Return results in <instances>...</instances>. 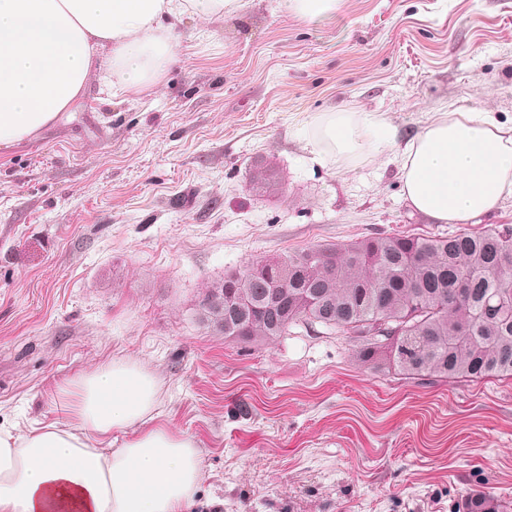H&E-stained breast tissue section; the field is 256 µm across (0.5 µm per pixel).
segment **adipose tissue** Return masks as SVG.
<instances>
[{
  "instance_id": "ef3b65f1",
  "label": "adipose tissue",
  "mask_w": 512,
  "mask_h": 512,
  "mask_svg": "<svg viewBox=\"0 0 512 512\" xmlns=\"http://www.w3.org/2000/svg\"><path fill=\"white\" fill-rule=\"evenodd\" d=\"M238 0H0V148L35 137L85 90L92 72L147 89L175 59L184 13L221 18ZM313 144L337 161L398 151L403 194L442 224H465L512 198V125L490 112H440L400 141L371 112H330ZM162 385L115 360L59 386L68 422L0 428V512H190L202 480L188 435L158 425ZM124 434L112 447L113 434Z\"/></svg>"
}]
</instances>
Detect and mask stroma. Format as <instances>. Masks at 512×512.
I'll return each mask as SVG.
<instances>
[{
  "label": "stroma",
  "mask_w": 512,
  "mask_h": 512,
  "mask_svg": "<svg viewBox=\"0 0 512 512\" xmlns=\"http://www.w3.org/2000/svg\"><path fill=\"white\" fill-rule=\"evenodd\" d=\"M186 16L158 85L84 100L0 149V425L63 420L56 391L115 359L162 381L220 512L512 506V380L426 385L360 369L342 337L224 338L204 289L249 263L371 236L458 232L417 212L394 152L318 156L314 119L375 112L402 139L437 112L512 120V0H279ZM285 12L303 18H316L336 10L339 0H280ZM506 507L489 492L479 491L462 499L454 512H503ZM462 509V510H461Z\"/></svg>",
  "instance_id": "1"
}]
</instances>
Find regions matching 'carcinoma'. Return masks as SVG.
<instances>
[{
  "label": "carcinoma",
  "instance_id": "carcinoma-1",
  "mask_svg": "<svg viewBox=\"0 0 512 512\" xmlns=\"http://www.w3.org/2000/svg\"><path fill=\"white\" fill-rule=\"evenodd\" d=\"M280 296L246 271L205 288L215 299L230 284L260 307L203 315L227 338L259 342L295 325L343 337L363 369H394L431 383L490 377L512 380V225L448 236H376L317 245L275 257ZM463 277L469 294L453 299ZM489 492L462 499L456 512H504Z\"/></svg>",
  "mask_w": 512,
  "mask_h": 512
}]
</instances>
